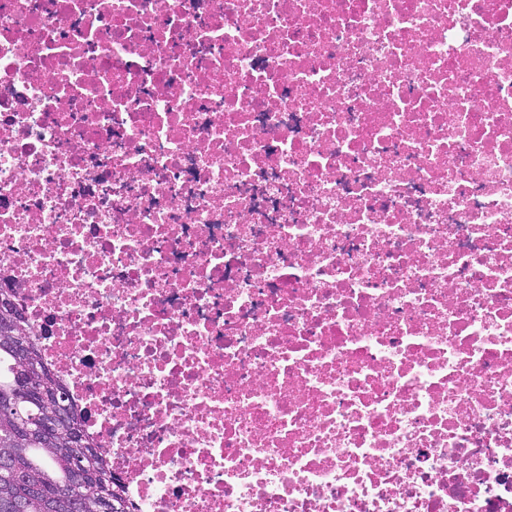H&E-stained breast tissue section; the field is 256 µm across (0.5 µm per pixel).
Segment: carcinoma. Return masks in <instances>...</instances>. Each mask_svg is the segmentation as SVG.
Instances as JSON below:
<instances>
[{
    "label": "carcinoma",
    "instance_id": "1",
    "mask_svg": "<svg viewBox=\"0 0 512 512\" xmlns=\"http://www.w3.org/2000/svg\"><path fill=\"white\" fill-rule=\"evenodd\" d=\"M16 313L17 324L0 311V336L10 331L30 342L38 358L39 372L28 370L10 346L0 343V455H7L10 462V470H0V512H15L14 503L19 500L26 502V512H56L64 508L63 497L69 496L75 480L71 462L76 459L86 463L83 482L92 487V492L76 506L64 508L66 512H98L104 504L118 507L116 512H129L118 492L119 480L90 438L72 447L61 434H18V425L37 424L50 414L53 406L49 399L22 391L21 380L36 389L46 376L65 396L70 393L44 361L23 312L18 309Z\"/></svg>",
    "mask_w": 512,
    "mask_h": 512
}]
</instances>
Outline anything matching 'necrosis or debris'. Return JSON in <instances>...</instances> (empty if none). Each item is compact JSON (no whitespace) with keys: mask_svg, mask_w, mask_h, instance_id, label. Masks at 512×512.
<instances>
[{"mask_svg":"<svg viewBox=\"0 0 512 512\" xmlns=\"http://www.w3.org/2000/svg\"><path fill=\"white\" fill-rule=\"evenodd\" d=\"M0 288L130 512H512V0H0Z\"/></svg>","mask_w":512,"mask_h":512,"instance_id":"1","label":"necrosis or debris"}]
</instances>
